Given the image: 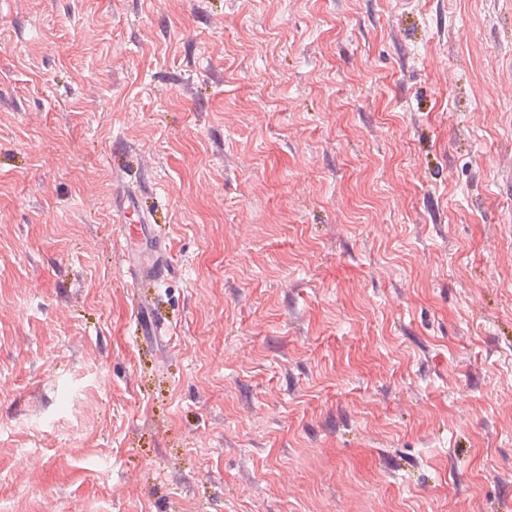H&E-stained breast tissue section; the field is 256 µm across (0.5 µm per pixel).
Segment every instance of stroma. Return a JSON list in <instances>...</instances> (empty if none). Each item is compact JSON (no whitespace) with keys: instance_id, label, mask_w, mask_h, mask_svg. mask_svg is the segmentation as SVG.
<instances>
[{"instance_id":"stroma-1","label":"stroma","mask_w":512,"mask_h":512,"mask_svg":"<svg viewBox=\"0 0 512 512\" xmlns=\"http://www.w3.org/2000/svg\"><path fill=\"white\" fill-rule=\"evenodd\" d=\"M0 512H512V0H0ZM114 222L120 224L125 247L135 239L138 248L127 249V276L135 288H151L165 279L169 271V247L152 232L150 216L142 209L139 195L124 189L116 194ZM137 312L142 314L144 310L148 308L150 304V299H148L147 295H137ZM148 322H140V329L143 336H155L158 340L164 343L166 346L170 342L172 338V334L170 329H168L164 325V319L161 315L154 311L152 312V316L148 313Z\"/></svg>"}]
</instances>
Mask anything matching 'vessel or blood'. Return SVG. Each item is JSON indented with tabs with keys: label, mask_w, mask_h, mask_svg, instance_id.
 I'll use <instances>...</instances> for the list:
<instances>
[{
	"label": "vessel or blood",
	"mask_w": 512,
	"mask_h": 512,
	"mask_svg": "<svg viewBox=\"0 0 512 512\" xmlns=\"http://www.w3.org/2000/svg\"><path fill=\"white\" fill-rule=\"evenodd\" d=\"M113 215L123 238L136 241L135 247L126 253L127 276L132 285L142 291L136 306L143 311L149 305L148 297L143 294L144 289L165 279L169 271V247L153 234L152 221L142 209L138 194L127 190L118 192L114 199Z\"/></svg>",
	"instance_id": "vessel-or-blood-1"
}]
</instances>
